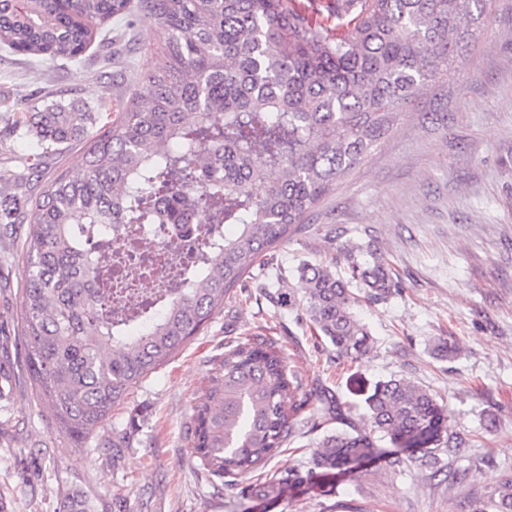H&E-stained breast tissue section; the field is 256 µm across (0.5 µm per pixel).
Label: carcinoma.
<instances>
[{
    "label": "carcinoma",
    "instance_id": "1",
    "mask_svg": "<svg viewBox=\"0 0 512 512\" xmlns=\"http://www.w3.org/2000/svg\"><path fill=\"white\" fill-rule=\"evenodd\" d=\"M490 0H331L332 29L289 0H0V45L30 61H79L103 26L138 10L168 41L117 110L52 101L16 122L36 136L34 162L60 147L84 148L83 171L60 173L22 208L0 199V233L26 232L20 311L21 363L31 399L52 412L70 447H104L96 431L112 408L183 348L233 298L252 268L357 167L420 89L447 81L459 51L489 18ZM208 240L183 287L138 306L134 332L100 315L107 288H91L102 248L89 224H187ZM232 231L222 233L220 226ZM351 278L386 299L396 287L371 246L341 252ZM310 322L339 354L359 361L373 341L351 312L349 282L327 265L300 270ZM310 401L275 342L254 336L212 360L187 432L211 479L267 462L293 434ZM312 428L345 419L333 395ZM365 428L325 436L313 464L341 471L371 456L374 436L401 448H459L447 408L406 379L374 385ZM286 479L252 484L278 496ZM460 512H512V476Z\"/></svg>",
    "mask_w": 512,
    "mask_h": 512
}]
</instances>
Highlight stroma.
I'll use <instances>...</instances> for the list:
<instances>
[{
  "label": "stroma",
  "instance_id": "stroma-1",
  "mask_svg": "<svg viewBox=\"0 0 512 512\" xmlns=\"http://www.w3.org/2000/svg\"><path fill=\"white\" fill-rule=\"evenodd\" d=\"M166 34L148 19L112 25L80 65L46 60L30 65L0 47V193H43L61 171L83 167L72 146L26 174L34 139L15 129L21 114L43 106L44 94L63 103L117 101L138 82ZM336 228L337 242L325 233ZM373 242L397 284L383 301L355 288V316L375 341L367 359L352 362L311 326L295 284L302 263L344 275L337 243ZM23 238L0 240V363L15 384L16 425L0 430V502L6 512H60L66 491L83 489L96 512H457L462 497H480L512 475V0H493L490 20L465 48L446 83L420 90L367 160L321 203L305 232L282 243L272 265L255 266L235 298L217 310L183 349L115 406L98 434L124 436L119 453L98 448L71 454L47 409L30 400L18 366L17 318L25 283ZM256 333L276 340L307 390L335 396L347 421L327 430L298 431L267 463L234 481H212L188 446L186 418L210 360L225 346ZM454 341L460 356L437 359L432 345ZM404 377L443 401L461 454L436 449L438 468L422 465L414 448L402 466L391 463L389 441L372 456L333 475L311 458L325 431L363 426L373 386ZM467 467L466 483L449 471ZM285 478L281 494L244 499L245 486Z\"/></svg>",
  "mask_w": 512,
  "mask_h": 512
}]
</instances>
